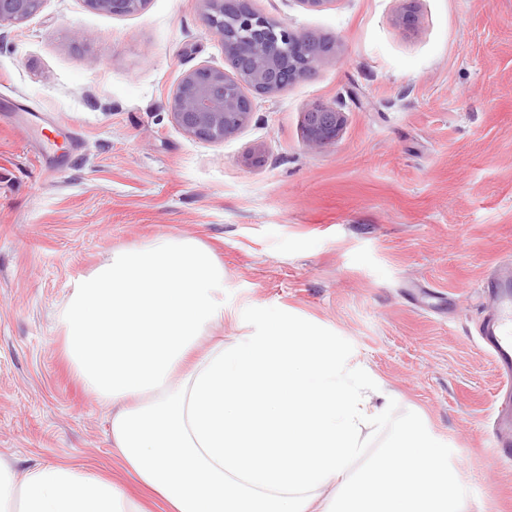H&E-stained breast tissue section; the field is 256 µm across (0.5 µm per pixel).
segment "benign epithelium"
Here are the masks:
<instances>
[{
  "label": "benign epithelium",
  "instance_id": "obj_1",
  "mask_svg": "<svg viewBox=\"0 0 512 512\" xmlns=\"http://www.w3.org/2000/svg\"><path fill=\"white\" fill-rule=\"evenodd\" d=\"M94 10L116 14L146 0H86ZM206 24L224 43V58L244 61L243 69L229 79L224 70L201 65L189 71L173 92L172 118L188 136L205 142L222 141L237 133L250 120L254 104L244 93L281 89L277 77L283 71L300 80L327 60L312 38L269 19L254 10L224 12V0H204ZM43 0H0V25L18 24L37 14ZM344 123L343 113L324 103H315L304 113V144L312 150L334 145Z\"/></svg>",
  "mask_w": 512,
  "mask_h": 512
}]
</instances>
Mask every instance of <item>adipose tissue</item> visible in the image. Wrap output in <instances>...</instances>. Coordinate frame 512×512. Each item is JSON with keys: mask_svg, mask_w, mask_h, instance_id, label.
Segmentation results:
<instances>
[{"mask_svg": "<svg viewBox=\"0 0 512 512\" xmlns=\"http://www.w3.org/2000/svg\"><path fill=\"white\" fill-rule=\"evenodd\" d=\"M260 334L198 345L224 323L212 249L161 238L113 250L61 313L81 385L112 407L110 439L145 492L85 462L0 459V512H460L468 490L426 425L404 422L368 465L363 426L394 400L333 336L269 306Z\"/></svg>", "mask_w": 512, "mask_h": 512, "instance_id": "obj_1", "label": "adipose tissue"}]
</instances>
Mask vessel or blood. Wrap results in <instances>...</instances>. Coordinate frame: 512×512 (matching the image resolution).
Instances as JSON below:
<instances>
[{
	"label": "vessel or blood",
	"mask_w": 512,
	"mask_h": 512,
	"mask_svg": "<svg viewBox=\"0 0 512 512\" xmlns=\"http://www.w3.org/2000/svg\"><path fill=\"white\" fill-rule=\"evenodd\" d=\"M486 311L480 326V342L490 354L500 376L512 386V272L487 277L482 285ZM492 445L501 462L512 464V397L495 400Z\"/></svg>",
	"instance_id": "obj_1"
}]
</instances>
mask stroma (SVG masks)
<instances>
[{
    "mask_svg": "<svg viewBox=\"0 0 512 512\" xmlns=\"http://www.w3.org/2000/svg\"><path fill=\"white\" fill-rule=\"evenodd\" d=\"M252 4L335 50L214 143L169 109L188 71L226 65L203 0L126 16L44 0L0 27V457L19 474L88 461L141 496L59 313L114 249L189 237L224 265L225 342L258 334L248 312L266 305L339 337L396 394L363 431L368 456L420 415L469 488L464 512H512L491 446L500 379L477 338L480 286L512 264V0H415L409 32L402 0ZM318 102L345 122L311 150Z\"/></svg>",
    "mask_w": 512,
    "mask_h": 512,
    "instance_id": "obj_1",
    "label": "stroma"
}]
</instances>
